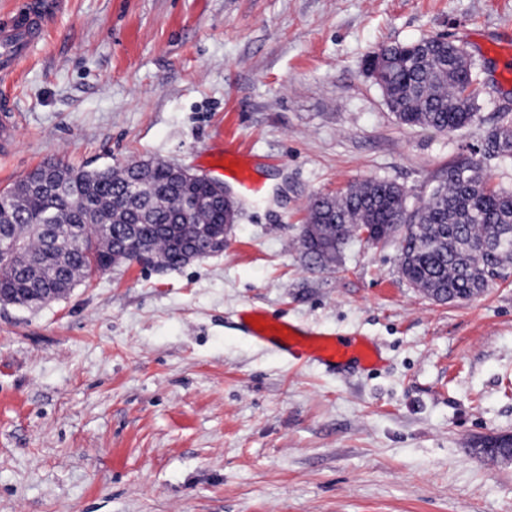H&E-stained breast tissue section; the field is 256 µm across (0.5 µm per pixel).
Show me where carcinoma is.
Here are the masks:
<instances>
[{"instance_id":"cac0c4a2","label":"carcinoma","mask_w":512,"mask_h":512,"mask_svg":"<svg viewBox=\"0 0 512 512\" xmlns=\"http://www.w3.org/2000/svg\"><path fill=\"white\" fill-rule=\"evenodd\" d=\"M368 68L379 71L386 103L403 124L441 133L469 126L477 93L464 50L442 39L384 46ZM483 157L512 158V118L504 112L488 132ZM40 165L0 194V232L22 250H0V289L30 308L47 304L46 288L65 296L94 271L125 262L124 230L146 243L159 269L185 265L199 248L195 231L224 232V205L206 179L176 181L164 161L141 160L100 170L60 165L47 188L27 180ZM58 221L46 225L48 212ZM309 223L324 225L322 239L299 244L309 264H336L352 241L378 244L391 224L405 225L399 269L409 285L439 302H466L480 295L512 265V191L492 187L483 161L448 166L428 200L409 207L405 190L389 181L351 183L338 195H316Z\"/></svg>"}]
</instances>
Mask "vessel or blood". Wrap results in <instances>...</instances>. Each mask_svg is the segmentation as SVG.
<instances>
[{"instance_id":"obj_1","label":"vessel or blood","mask_w":512,"mask_h":512,"mask_svg":"<svg viewBox=\"0 0 512 512\" xmlns=\"http://www.w3.org/2000/svg\"><path fill=\"white\" fill-rule=\"evenodd\" d=\"M52 0H29L8 26L0 28V76L9 77L15 66L27 59L36 44L45 38V23L52 16ZM242 147L228 148L223 137H216L211 150L215 173L230 174L243 194L258 190L249 171L241 164ZM238 317L244 328L261 343L271 345L289 356L326 366H355L370 370L381 362L378 346L363 336L339 337L309 332L298 326L272 319L255 309H245Z\"/></svg>"}]
</instances>
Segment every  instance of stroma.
I'll return each mask as SVG.
<instances>
[{
	"mask_svg": "<svg viewBox=\"0 0 512 512\" xmlns=\"http://www.w3.org/2000/svg\"><path fill=\"white\" fill-rule=\"evenodd\" d=\"M504 30L512 0H63L0 82L20 115L0 192L50 159L201 175L230 124L263 193L221 254L0 305V512H512V461L476 447L512 435V272L441 304L402 277L396 241L353 243L326 269L297 242L314 195L383 179L414 207L450 163L480 159L512 108L487 48ZM428 35L460 44L478 83L456 132L401 124L366 67ZM246 307L368 337L384 363L295 361L247 334Z\"/></svg>",
	"mask_w": 512,
	"mask_h": 512,
	"instance_id": "obj_1",
	"label": "stroma"
}]
</instances>
